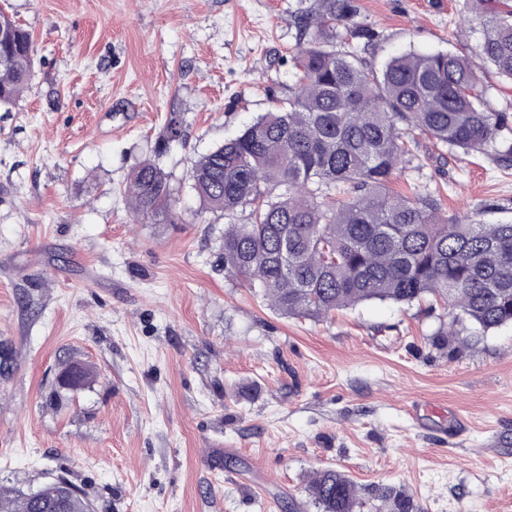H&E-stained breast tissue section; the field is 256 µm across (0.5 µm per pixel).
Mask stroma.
I'll return each instance as SVG.
<instances>
[{
	"mask_svg": "<svg viewBox=\"0 0 512 512\" xmlns=\"http://www.w3.org/2000/svg\"><path fill=\"white\" fill-rule=\"evenodd\" d=\"M475 0H358L374 63L469 53ZM299 0H0L32 36L35 76L0 110V485L61 474L95 512H317L333 467L374 504L512 512V324L454 327L426 300L282 315L224 271L225 219L200 213L193 160L283 101ZM177 117L182 136L167 139ZM157 162L182 219L133 215ZM402 193L512 222V164L420 139ZM452 326V325H451ZM91 387L52 397L62 362Z\"/></svg>",
	"mask_w": 512,
	"mask_h": 512,
	"instance_id": "stroma-1",
	"label": "stroma"
}]
</instances>
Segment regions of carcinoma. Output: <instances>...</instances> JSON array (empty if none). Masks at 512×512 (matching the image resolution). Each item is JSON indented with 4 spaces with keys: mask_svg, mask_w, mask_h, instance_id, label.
Masks as SVG:
<instances>
[{
    "mask_svg": "<svg viewBox=\"0 0 512 512\" xmlns=\"http://www.w3.org/2000/svg\"><path fill=\"white\" fill-rule=\"evenodd\" d=\"M470 22L482 39L469 54L402 53L376 67L367 54L379 38L357 21L356 0H313L295 12L299 39L295 82L277 104L235 137L199 156L192 189L202 207L228 219L224 271L244 279L275 310L320 318L369 301L442 303L452 324L485 333L512 323V223L483 224L449 214L432 193L390 189L414 154L407 131L464 153L492 150L512 161V115L496 112L481 90L484 66L512 81V0H475ZM12 28L0 44V106L15 103L35 74L30 34ZM127 195L139 217L175 224L168 173L147 160L131 174ZM246 214V222H237ZM67 392L90 386L94 368ZM72 483L44 484L39 499L0 487L9 512H45L43 503ZM320 512H361L355 484L332 467L307 485ZM376 497L392 512H413L391 486ZM60 512H89L82 493Z\"/></svg>",
    "mask_w": 512,
    "mask_h": 512,
    "instance_id": "cac0c4a2",
    "label": "carcinoma"
}]
</instances>
